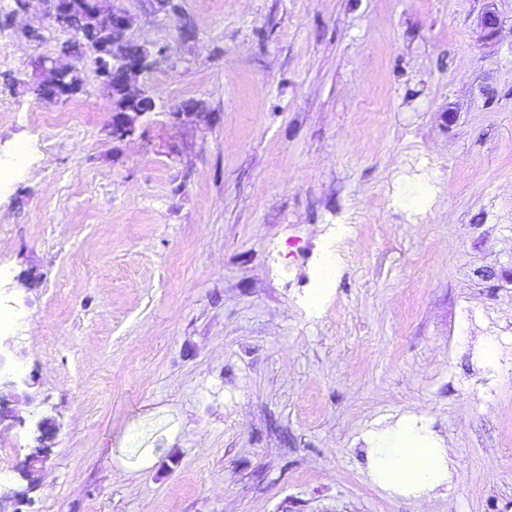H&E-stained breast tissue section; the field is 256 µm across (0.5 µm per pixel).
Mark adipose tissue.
Here are the masks:
<instances>
[{"mask_svg": "<svg viewBox=\"0 0 512 512\" xmlns=\"http://www.w3.org/2000/svg\"><path fill=\"white\" fill-rule=\"evenodd\" d=\"M373 478L383 487L409 490L416 495L429 494L447 485L450 478L444 449L425 447L412 423H402L398 433L380 439L370 448Z\"/></svg>", "mask_w": 512, "mask_h": 512, "instance_id": "obj_1", "label": "adipose tissue"}]
</instances>
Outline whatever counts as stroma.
Here are the masks:
<instances>
[{
    "label": "stroma",
    "instance_id": "35a3bbf8",
    "mask_svg": "<svg viewBox=\"0 0 512 512\" xmlns=\"http://www.w3.org/2000/svg\"><path fill=\"white\" fill-rule=\"evenodd\" d=\"M113 2L162 52L121 138L88 50L0 0V335L35 395L0 483L59 426L19 512H512V0ZM42 57L79 90L43 99ZM403 420L449 460L423 498L369 470ZM148 100H152L155 105V101L152 96L145 93L142 101L138 106L131 105L128 112H144ZM112 119V134L117 136H129L134 131V119L129 115L128 112H119L113 109Z\"/></svg>",
    "mask_w": 512,
    "mask_h": 512
}]
</instances>
